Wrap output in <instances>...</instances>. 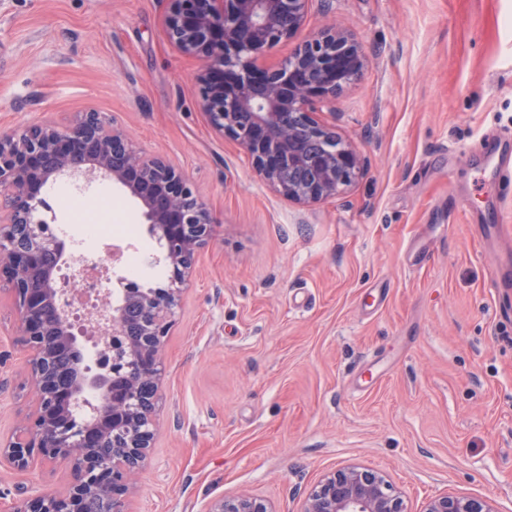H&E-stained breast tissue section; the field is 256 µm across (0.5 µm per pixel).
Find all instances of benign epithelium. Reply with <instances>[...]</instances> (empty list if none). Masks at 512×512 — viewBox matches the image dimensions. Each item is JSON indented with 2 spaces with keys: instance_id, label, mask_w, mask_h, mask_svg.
<instances>
[{
  "instance_id": "7a95c632",
  "label": "benign epithelium",
  "mask_w": 512,
  "mask_h": 512,
  "mask_svg": "<svg viewBox=\"0 0 512 512\" xmlns=\"http://www.w3.org/2000/svg\"><path fill=\"white\" fill-rule=\"evenodd\" d=\"M329 0H169L164 34L180 52L203 63L200 107L210 126L239 144L260 179L288 200L309 205L343 194L360 176L359 152L328 125L336 95L358 79L365 56L348 30L330 26L301 38L277 67L259 61L282 41L299 36L312 2ZM104 177L140 205L150 233L165 249L168 283L144 289L122 276L121 294L102 298L85 316L91 331L112 352L106 373L79 374L65 392L53 388L45 369L52 347L42 343L46 306H51L60 342L77 346L73 314L57 287V266L66 245L38 216L49 211L48 182L62 177ZM207 204L186 177L160 157H148L117 122L94 111L66 127L53 122L0 134V280L10 284L17 328L31 351L32 414L22 433L0 438V467L23 470L39 461L68 460L72 479L54 495L30 498L14 512H80L92 495L112 497L113 512L126 500L152 445L154 415L137 412L139 385H159L161 345L175 322L182 287L195 255L213 236ZM138 331L139 338L129 335ZM97 393L91 421L68 433L59 407ZM208 512H276L263 498L218 497ZM302 512H408L403 496L380 472L347 466L326 474L304 500ZM424 512H497L492 500L442 495Z\"/></svg>"
}]
</instances>
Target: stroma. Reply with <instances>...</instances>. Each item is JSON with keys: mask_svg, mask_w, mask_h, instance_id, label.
<instances>
[{"mask_svg": "<svg viewBox=\"0 0 512 512\" xmlns=\"http://www.w3.org/2000/svg\"><path fill=\"white\" fill-rule=\"evenodd\" d=\"M167 0H0V132L93 110L180 169L218 227L162 346L154 446L128 512H207L251 494L301 512L328 472L385 473L410 512L442 494L512 512V0H331L366 55L327 121L360 152L347 193L309 207L263 184L198 107V59ZM132 224L139 205L78 182ZM449 231H442V224ZM30 352L0 281V436L31 410ZM71 466L0 470V512Z\"/></svg>", "mask_w": 512, "mask_h": 512, "instance_id": "stroma-1", "label": "stroma"}]
</instances>
